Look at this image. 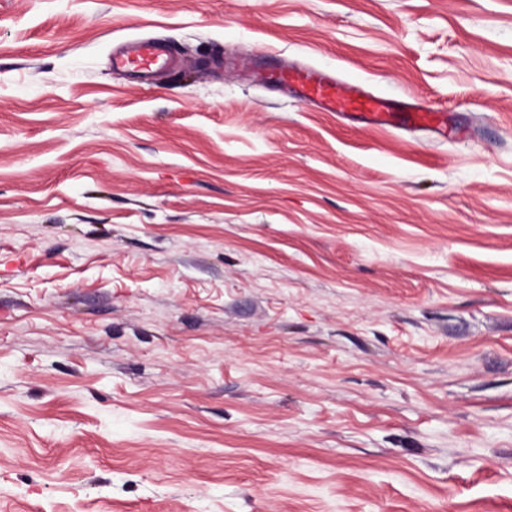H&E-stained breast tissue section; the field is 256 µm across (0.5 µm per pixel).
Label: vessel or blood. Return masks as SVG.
<instances>
[{"label":"vessel or blood","mask_w":512,"mask_h":512,"mask_svg":"<svg viewBox=\"0 0 512 512\" xmlns=\"http://www.w3.org/2000/svg\"><path fill=\"white\" fill-rule=\"evenodd\" d=\"M164 59L160 43L141 40L131 49L116 54L112 64L118 69H129L139 75H148ZM266 82L298 87L302 96L322 111L355 115L380 128H426L437 123L439 115L419 104L403 100L393 101L370 94L363 85L343 84L336 78L317 70L281 69L265 76Z\"/></svg>","instance_id":"obj_1"}]
</instances>
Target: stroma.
I'll use <instances>...</instances> for the list:
<instances>
[{
	"instance_id": "1",
	"label": "stroma",
	"mask_w": 512,
	"mask_h": 512,
	"mask_svg": "<svg viewBox=\"0 0 512 512\" xmlns=\"http://www.w3.org/2000/svg\"><path fill=\"white\" fill-rule=\"evenodd\" d=\"M0 512H512V0H0ZM163 59L164 50L160 43L141 40L133 43L128 52L116 54L112 58V65L117 69L126 68L141 76H146ZM276 85H294L323 112L356 115L375 127L416 129L433 126L439 114L407 100L393 101L370 94L363 85L341 84L319 70L281 69L263 75Z\"/></svg>"
}]
</instances>
